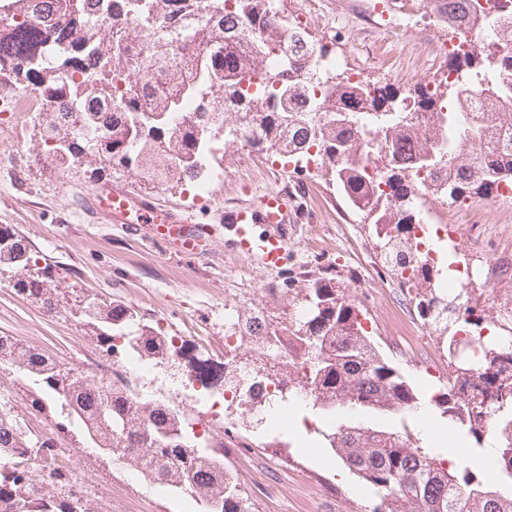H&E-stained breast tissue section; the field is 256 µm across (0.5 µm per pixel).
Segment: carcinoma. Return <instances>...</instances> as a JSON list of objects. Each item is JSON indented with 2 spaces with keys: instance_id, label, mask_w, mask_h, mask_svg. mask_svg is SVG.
Listing matches in <instances>:
<instances>
[{
  "instance_id": "1",
  "label": "carcinoma",
  "mask_w": 512,
  "mask_h": 512,
  "mask_svg": "<svg viewBox=\"0 0 512 512\" xmlns=\"http://www.w3.org/2000/svg\"><path fill=\"white\" fill-rule=\"evenodd\" d=\"M439 21L455 33L459 25L483 29L492 18V41L467 42L468 49L448 62L453 81L413 89L406 95L391 84H353L325 79L329 92L325 117L305 110L297 77L313 70L310 59L325 53L301 27L271 9L269 0H234L231 13H216L194 28L182 25L200 0H153L147 25L129 23L126 0H0V85L22 82L53 100L50 111L36 114L50 163L64 169L76 162L106 158L132 171L141 181L165 190L199 174L206 147L218 136L238 143L234 130L256 125L259 150L282 156L317 147L321 169L335 183L349 211L375 230L382 260L398 277L405 267L415 280L414 299L430 317L435 332L453 339L448 328V295L437 288L430 267L409 243L418 223V170L427 172L424 194L452 205L462 194L489 193L512 179V0H494L493 14L470 10L467 0H430ZM112 40L103 45L102 32ZM283 44L288 57H267L270 44ZM258 74L267 88L275 82L274 102L247 95L242 84ZM184 114L173 132V114ZM379 118L388 164L374 180L364 160L373 145L359 140L357 113ZM73 139L62 153L53 143ZM27 298L45 311L57 309L61 281L36 268V260L18 262L0 252V271ZM304 311L287 328L288 343L307 356L304 380H280L287 392L307 397L311 410L334 416L341 410L363 416H406L418 403L409 380L394 367L364 329L359 310L331 280L307 288ZM80 319L98 331L105 352L131 355L158 365L171 360L168 338L140 322L136 310L122 300L103 305L93 298L77 304ZM123 338L121 345L115 337ZM44 384L52 399L68 408L88 440L112 447L144 479L163 484L175 494L199 495L208 512H248L245 498L224 457L202 451L187 439L185 414L170 405L136 398L120 382L103 380L62 367L53 359L10 336H0V362ZM438 407L465 438L481 443L486 433L478 420L492 414L497 421L495 475L479 480L467 467L446 464L428 451L407 426L392 428L345 420L319 431L359 481L370 487V512H512V394L473 403L465 389L470 370L496 368L485 383L512 380V354L484 346L477 355L456 360ZM55 443L41 441L16 416L0 410V501L10 512H77L81 496L66 492L65 480L42 477L19 464L26 456L48 461Z\"/></svg>"
}]
</instances>
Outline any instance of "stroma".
Segmentation results:
<instances>
[{
    "label": "stroma",
    "instance_id": "1",
    "mask_svg": "<svg viewBox=\"0 0 512 512\" xmlns=\"http://www.w3.org/2000/svg\"><path fill=\"white\" fill-rule=\"evenodd\" d=\"M420 0H393L391 14L407 24L402 43L385 48L379 28L368 20L369 0H276L275 7L294 25L324 45L330 56L341 58L337 72L362 73L369 82L394 83L401 88L444 80L448 65L415 57L417 44L448 41V28L438 21L425 27L409 26L408 14ZM45 148L30 112H0V160L16 156L12 169L0 168V225L14 229L30 243L38 267L50 268L62 279L64 290L57 312L47 313L22 297L0 273V336L52 355L65 368L96 372L106 357L92 328L71 314L83 295L95 293L119 298L131 305L146 323L167 336L186 340L181 359L156 366L157 382L192 385L196 360H223L224 315L244 316L263 311L275 322L294 318L305 289L329 277L360 311L364 328L394 366L406 375L427 410L409 415L408 426L422 434L427 424H441L440 410L431 393H445L447 384H431L424 365L439 362L434 343L411 345L424 322L417 308L394 319L390 302L408 297L382 263L371 225L360 223L337 195L322 172L294 169L282 162L268 166L270 152H252L243 162L242 148L226 149L223 181L214 183L211 198L194 199L191 190L163 191L140 184L129 170L102 161L96 166L79 162L67 170L43 163ZM99 183L124 186L139 197L170 209H193L214 233L210 250L186 256L135 235L126 225L104 224L83 209L88 191ZM290 186L299 222L286 225L288 253L277 270L260 268L236 255L224 214L253 194ZM470 207L483 214L479 224L457 216L461 249L457 260L476 266L512 252V217L495 208L492 196L469 198ZM38 387L12 368L0 366V392L13 414L29 426L50 425L63 448L77 451L80 470L91 485L87 500L104 512H206L204 502L178 498L162 487L149 485L130 473L111 454L89 447L79 427L52 405L32 409ZM196 437L224 442L237 454L228 467L250 504V512H361L370 491L334 456L331 449L311 455L301 417L290 414L282 439L255 429L239 403L224 405L222 418L195 408Z\"/></svg>",
    "mask_w": 512,
    "mask_h": 512
}]
</instances>
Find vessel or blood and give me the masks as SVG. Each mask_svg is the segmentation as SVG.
Instances as JSON below:
<instances>
[{
  "label": "vessel or blood",
  "instance_id": "1",
  "mask_svg": "<svg viewBox=\"0 0 512 512\" xmlns=\"http://www.w3.org/2000/svg\"><path fill=\"white\" fill-rule=\"evenodd\" d=\"M88 204L106 223L143 225L149 236L176 251L196 255L210 245L205 225L194 216L158 207L128 188L95 186ZM294 219L293 199L284 190L265 192L225 215L236 252L269 270L281 268L285 260L288 239L282 227ZM259 224L264 225V232H256Z\"/></svg>",
  "mask_w": 512,
  "mask_h": 512
}]
</instances>
